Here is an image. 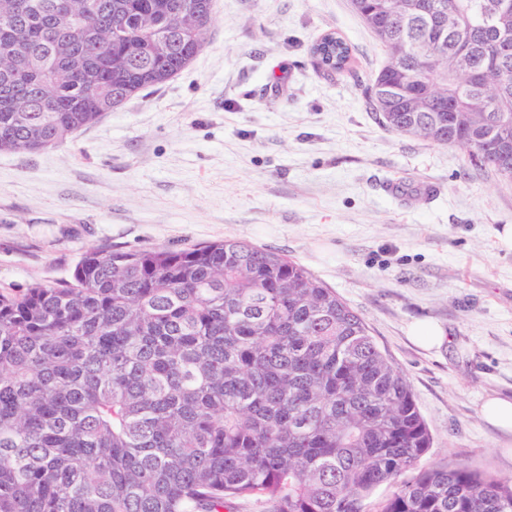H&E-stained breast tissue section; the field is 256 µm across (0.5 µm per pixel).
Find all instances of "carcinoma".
Masks as SVG:
<instances>
[{"label":"carcinoma","mask_w":512,"mask_h":512,"mask_svg":"<svg viewBox=\"0 0 512 512\" xmlns=\"http://www.w3.org/2000/svg\"><path fill=\"white\" fill-rule=\"evenodd\" d=\"M352 5L385 51L367 88L386 129L512 180V0L498 37L477 0ZM456 26L442 29V9ZM212 0H0V152L56 147L178 75ZM438 44L437 59L407 52ZM344 71L334 32L311 48ZM395 87L394 111L378 98ZM410 382L364 320L300 263L244 240L89 248L71 279L0 293V512H512V478L421 467Z\"/></svg>","instance_id":"1"}]
</instances>
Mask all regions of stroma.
<instances>
[{"label": "stroma", "mask_w": 512, "mask_h": 512, "mask_svg": "<svg viewBox=\"0 0 512 512\" xmlns=\"http://www.w3.org/2000/svg\"><path fill=\"white\" fill-rule=\"evenodd\" d=\"M347 72L314 67L327 32ZM385 53L351 0H213L204 48L171 81L64 145L0 152V289L71 277L88 247L239 239L334 288L408 378L426 465L512 477V181L386 130L365 88ZM432 320L441 347L410 325ZM410 335L427 348L439 346L445 339L444 330L428 321L414 323L410 328ZM484 414L495 425L512 430V401L493 398L485 404Z\"/></svg>", "instance_id": "obj_1"}]
</instances>
